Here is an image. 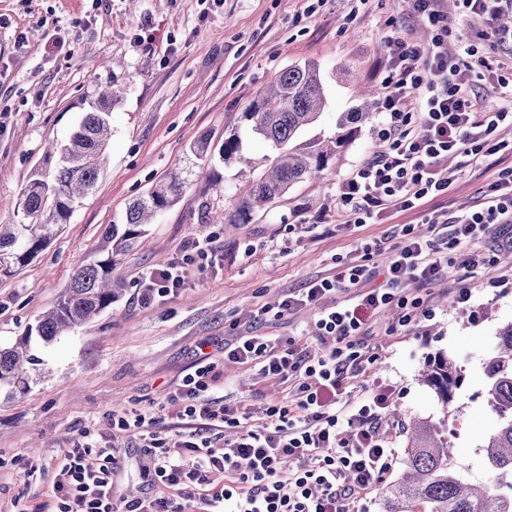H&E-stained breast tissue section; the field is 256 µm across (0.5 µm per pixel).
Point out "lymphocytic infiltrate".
Returning <instances> with one entry per match:
<instances>
[{"mask_svg": "<svg viewBox=\"0 0 512 512\" xmlns=\"http://www.w3.org/2000/svg\"><path fill=\"white\" fill-rule=\"evenodd\" d=\"M412 2L414 12L440 33L427 44L402 33L389 38L391 76L379 104L384 119L376 130L386 149L366 157L339 183L336 215L342 224L358 228L389 210H418L426 235L402 225L403 245L384 266L344 263L335 276L279 302L283 314L301 307L316 310L320 352L302 355L252 333L225 347L228 361L258 366L262 375L293 383L292 400L268 405L262 427L253 428L246 413L208 399L219 375L208 356H201L177 392L182 429L174 437L154 431L156 417L148 409L133 408L110 420L112 428L150 448L147 470L161 486L158 496L117 506L115 476L121 462L87 430L58 461L50 498L26 506L25 512H187L180 497L189 485L198 490L194 512H363L362 500L395 462L382 426L400 392L375 381L365 385L359 400H344L366 357L362 336L390 308L399 309V323L406 328L428 319L423 299L409 294L406 283L425 286L447 279L460 265L487 268L496 251L512 249V233L504 230L512 224V167L499 171L463 214L427 207L448 193L440 175L444 164L477 167L492 155L512 158V141L493 138L500 126H512V107L485 106L487 98L512 97V76L473 45L466 49L467 61L449 56L444 47L448 17L439 9L440 0ZM478 66L492 76L482 93L472 87ZM435 72L444 74V83L432 80ZM209 253L208 240L195 239L180 258L143 269L142 304L181 290L188 266ZM341 292L346 300L336 301ZM228 427L236 434L225 440L223 454L215 455L211 434ZM213 471L223 473V483L210 479Z\"/></svg>", "mask_w": 512, "mask_h": 512, "instance_id": "1", "label": "lymphocytic infiltrate"}]
</instances>
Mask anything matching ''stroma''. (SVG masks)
Returning <instances> with one entry per match:
<instances>
[{"instance_id": "1", "label": "stroma", "mask_w": 512, "mask_h": 512, "mask_svg": "<svg viewBox=\"0 0 512 512\" xmlns=\"http://www.w3.org/2000/svg\"><path fill=\"white\" fill-rule=\"evenodd\" d=\"M0 0V224H10L21 193L42 162L44 148L65 142L104 86L118 95L112 136L94 191L83 198L60 235L29 265L0 276V345L9 346L51 308L73 270L90 260L102 234L122 223L128 203L165 173L186 166L189 147L211 135L224 140L227 113L244 111L251 100L290 65L317 63L325 77L328 105L316 132L336 130L339 113L364 105L365 86L383 94L389 71L385 40L397 31L430 42L433 29L408 15L406 0ZM452 22L448 53L464 50L482 28L479 18L460 14L456 0H441ZM95 61L102 70H92ZM371 112L333 158L323 181L306 180L248 224L227 229L197 221V198L208 194L218 209L232 210L250 177L237 164H216L194 176L187 191L146 225L114 275L123 290L99 317L54 342L33 347L39 363L30 389L0 397V512H16L33 495L48 496L54 460L71 448L83 427L95 429L103 446H115L124 468L119 497L149 499L157 488L144 467L149 457L138 439L113 432V413L154 407L155 429L174 435L177 404L169 396L191 373L199 346H206L222 376L209 396L246 408L261 425L263 409L292 397V384L262 376L257 367L224 360L234 342L232 324L255 327L298 351L317 350L315 312L303 309L255 323L251 314L276 304L310 281L335 275L356 260L361 242H399L403 224H417L416 212L381 215L377 223L350 229L336 223V188L370 153L381 150ZM506 165L498 156L482 167L449 165L450 186L435 208L468 211L476 190ZM322 212L321 225L303 224L299 210ZM206 238L218 263H194L179 294L152 307L137 298L138 276L146 267L179 257L185 244ZM469 288V311L454 303ZM430 320L394 329L396 312L375 322L365 337L372 355L347 389L380 379L398 387L396 419L385 428L395 453L385 483L397 480L405 459L404 422L413 417L441 423L460 471L485 480L480 444L494 430L487 405L483 363L497 345L499 328L512 321V258L499 254L495 266L460 269L454 278L425 286ZM452 357L463 384L450 405L418 379L438 354Z\"/></svg>"}]
</instances>
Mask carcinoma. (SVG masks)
I'll return each instance as SVG.
<instances>
[{
	"instance_id": "carcinoma-1",
	"label": "carcinoma",
	"mask_w": 512,
	"mask_h": 512,
	"mask_svg": "<svg viewBox=\"0 0 512 512\" xmlns=\"http://www.w3.org/2000/svg\"><path fill=\"white\" fill-rule=\"evenodd\" d=\"M116 101L111 89H103L68 141L46 148L43 167L32 173L23 189L19 221L0 224L1 274L12 275L33 261L67 223L74 203L95 188L112 135V107ZM325 106L320 67L308 62L281 70L241 113L216 153L220 161L229 163L241 158L246 137L264 141L274 156L224 217L225 223L246 224L255 211L293 185L323 178L329 161L351 137L353 125L368 116L366 112H343L333 136L298 142L302 131L318 121ZM190 152L195 162L168 172L134 199L124 223L106 228L98 256L77 266L55 305L15 344L0 347V393L10 397L30 388L33 377L29 366L38 362L31 353L32 338L48 344L118 301L121 283L112 276L118 257L133 247L143 226L182 196L190 185L193 168L204 169L216 155L207 136L191 145ZM497 336V353L484 364L488 404L498 416L495 431L483 445L487 479L475 484L465 482L454 466L448 437L435 424L420 421L407 435L402 477L383 492L382 512H415L418 504L427 505L428 512H512V478L506 482L500 478L502 473L512 475V322L500 328ZM421 381L446 405L460 386L461 375L455 361L441 354L423 371Z\"/></svg>"
}]
</instances>
